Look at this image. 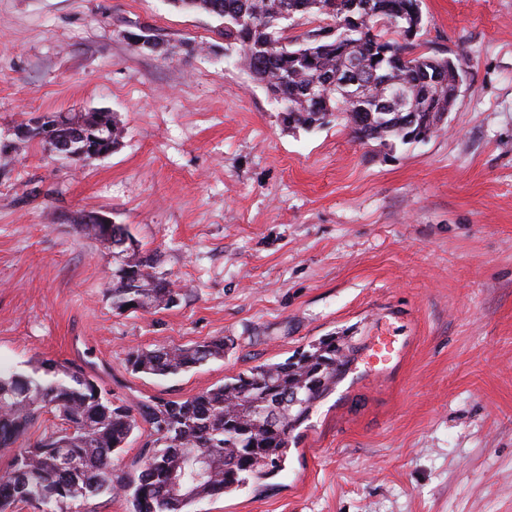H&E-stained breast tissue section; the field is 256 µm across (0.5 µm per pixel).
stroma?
<instances>
[{
	"instance_id": "1",
	"label": "stroma",
	"mask_w": 512,
	"mask_h": 512,
	"mask_svg": "<svg viewBox=\"0 0 512 512\" xmlns=\"http://www.w3.org/2000/svg\"><path fill=\"white\" fill-rule=\"evenodd\" d=\"M422 13L418 52L461 59L463 82L436 133L391 150L341 121L286 127L205 13L0 0V365L68 361L124 401L184 400L345 336L358 358L284 470L194 512H512V0ZM143 26L167 54L130 44ZM88 111L125 129L105 158L15 140ZM88 213L158 254L173 305L113 309ZM379 336L396 354L374 373ZM215 338L223 358L167 379L127 362Z\"/></svg>"
}]
</instances>
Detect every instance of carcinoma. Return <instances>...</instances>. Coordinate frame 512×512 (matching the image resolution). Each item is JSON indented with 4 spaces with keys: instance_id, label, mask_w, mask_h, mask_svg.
I'll return each mask as SVG.
<instances>
[{
    "instance_id": "obj_1",
    "label": "carcinoma",
    "mask_w": 512,
    "mask_h": 512,
    "mask_svg": "<svg viewBox=\"0 0 512 512\" xmlns=\"http://www.w3.org/2000/svg\"><path fill=\"white\" fill-rule=\"evenodd\" d=\"M181 9L204 12L224 20V44L239 51V60L282 105L283 122L315 128L325 113L345 122L355 139L376 141L394 148L408 143L401 114L382 118L374 99L386 82L408 92V111L416 113L420 128L429 112L448 111L453 78L444 59L411 55L406 36L421 27L416 7L421 0H368L359 23L345 27V3L329 10L330 0H170ZM330 20L338 33L325 36L326 27L311 30L295 44H283L279 16ZM353 60L361 64L365 98L336 106V99L314 102L306 94L312 85L335 80ZM102 149L120 144L124 128L109 112H89L85 118ZM69 137L67 130L41 129L27 141L46 150ZM78 232L99 242L112 234V253L119 259L110 288L112 305L123 311H147L166 306L177 296L167 279L156 272L157 255L130 245L117 246L124 227L79 224ZM334 336L319 339L299 357L262 364L186 400L160 399L131 405L112 398L95 376L68 362L43 359L28 373L0 370V454L10 456V471L0 477V512H14L19 503L33 500L42 512H62L61 506L85 504L121 491L134 512H193L207 497L229 495L249 480H260L282 467L295 431L335 387L341 369L355 358L358 347ZM224 357V339L141 349L132 353V371L155 377L185 372ZM44 413L61 426L44 431L19 448L18 441ZM143 431L149 447L130 468L119 470L113 458L136 431ZM197 449L218 461L193 485L191 492L174 496L172 475L187 468L185 451Z\"/></svg>"
}]
</instances>
